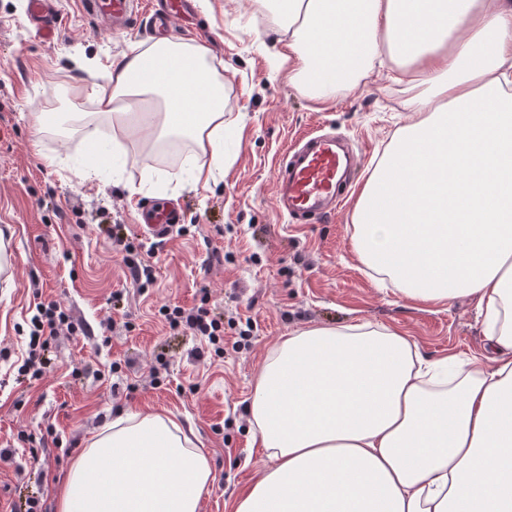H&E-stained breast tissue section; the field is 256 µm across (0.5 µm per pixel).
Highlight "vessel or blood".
Returning <instances> with one entry per match:
<instances>
[{
    "label": "vessel or blood",
    "instance_id": "obj_1",
    "mask_svg": "<svg viewBox=\"0 0 512 512\" xmlns=\"http://www.w3.org/2000/svg\"><path fill=\"white\" fill-rule=\"evenodd\" d=\"M85 4L116 29L138 7L136 0H85ZM29 5L37 31L50 34L52 0H29ZM358 163L357 153L345 148L335 135H303L290 150L274 185L279 209L298 221L327 217Z\"/></svg>",
    "mask_w": 512,
    "mask_h": 512
}]
</instances>
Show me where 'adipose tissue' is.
Masks as SVG:
<instances>
[{
	"label": "adipose tissue",
	"mask_w": 512,
	"mask_h": 512,
	"mask_svg": "<svg viewBox=\"0 0 512 512\" xmlns=\"http://www.w3.org/2000/svg\"><path fill=\"white\" fill-rule=\"evenodd\" d=\"M288 79L358 89L380 50L421 84L362 186L361 262L411 299L476 298L480 356H425L399 330L292 332L260 368L249 423L270 460L233 512H512V0H257ZM194 43L105 67L88 97L124 141L189 140L203 185L225 164L224 85ZM208 457L164 413L125 412L76 457L56 512H199Z\"/></svg>",
	"instance_id": "ef3b65f1"
}]
</instances>
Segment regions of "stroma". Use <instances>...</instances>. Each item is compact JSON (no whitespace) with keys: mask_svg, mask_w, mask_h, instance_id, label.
<instances>
[{"mask_svg":"<svg viewBox=\"0 0 512 512\" xmlns=\"http://www.w3.org/2000/svg\"><path fill=\"white\" fill-rule=\"evenodd\" d=\"M62 30L36 35L26 0H0V512L29 497L55 512V490L93 431L123 411L163 412L192 426L212 478L200 512H232V502L268 466L253 439L248 403L264 358L291 332L368 321L404 331L428 355L471 358L483 351L475 301L407 299L380 287L353 250L349 194L333 215L296 224L272 189L280 164L304 134L330 127L363 154L364 184L395 132L414 122L406 87L380 64L353 94L319 103L288 81L274 55L279 31L256 0H194L166 36L196 42L224 81L234 155L210 187L182 165L159 167L130 156L110 181L83 180L76 163L90 130L76 124L36 131V114L90 111L86 93L101 68L157 36L147 9L113 31L95 15L58 0ZM181 204L183 220L166 238L146 230L153 202ZM156 244L155 280L131 284L123 243ZM224 256L212 262L213 253ZM208 297L224 324L221 356L197 359L203 338L169 329L162 307L189 309ZM59 301L89 335L61 336L37 378L21 370L39 303ZM247 338H240V331Z\"/></svg>","mask_w":512,"mask_h":512,"instance_id":"35a3bbf8","label":"stroma"}]
</instances>
